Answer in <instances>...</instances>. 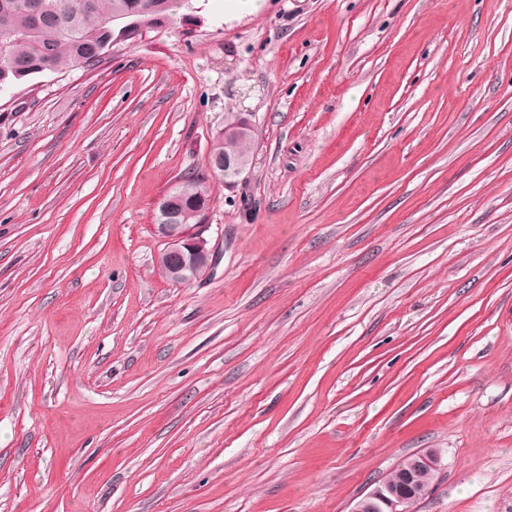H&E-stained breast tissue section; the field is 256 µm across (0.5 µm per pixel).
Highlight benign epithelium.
Masks as SVG:
<instances>
[{"instance_id":"benign-epithelium-1","label":"benign epithelium","mask_w":512,"mask_h":512,"mask_svg":"<svg viewBox=\"0 0 512 512\" xmlns=\"http://www.w3.org/2000/svg\"><path fill=\"white\" fill-rule=\"evenodd\" d=\"M249 135L255 141V123L248 118L223 126L216 131L218 138L234 139ZM251 153H226L208 157L206 177L224 180V173L244 174L249 166ZM201 204L195 211L196 223H185V212L178 199L163 195L156 209L164 219L154 225L155 232L164 242V248L158 255V264L164 276L174 283L193 281V274L200 269H210L213 255L208 247L204 233L210 228L212 200L200 196ZM439 456L433 450L420 453L415 459L406 462L396 477L386 478L371 492L356 502L351 512H411L414 503L429 493L419 475L421 470L438 471Z\"/></svg>"}]
</instances>
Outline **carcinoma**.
<instances>
[{
  "label": "carcinoma",
  "instance_id": "cac0c4a2",
  "mask_svg": "<svg viewBox=\"0 0 512 512\" xmlns=\"http://www.w3.org/2000/svg\"><path fill=\"white\" fill-rule=\"evenodd\" d=\"M190 0H0V86L47 71L93 67L123 33L166 24ZM171 193L196 195L198 175Z\"/></svg>",
  "mask_w": 512,
  "mask_h": 512
}]
</instances>
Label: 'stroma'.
<instances>
[{
	"mask_svg": "<svg viewBox=\"0 0 512 512\" xmlns=\"http://www.w3.org/2000/svg\"><path fill=\"white\" fill-rule=\"evenodd\" d=\"M429 449L414 512H512V0H194L0 89V512H351ZM248 134L250 136L251 141V149L249 152L243 153H224V142L218 141L213 145V150L224 153L223 155H215L213 156L211 153L208 157V169L206 171V177H202L203 179H208L209 177L215 180H219L224 182V172H233L239 175V177L244 174L249 166L251 160V154L253 152L255 146V134L256 127L255 123L251 119L242 117L239 122L233 125L222 126L216 131V138L224 139H234L237 137H241L243 135ZM238 177V178H239ZM238 182H224L226 186H235ZM202 202L195 211L197 219L190 218L185 224V212L178 199L164 194L156 209L164 219L160 224L154 215V228L164 242V248L158 255V264L164 276L174 283L193 281V274L200 269L209 270L213 255L208 247L204 233L210 228L212 200L200 195Z\"/></svg>",
	"mask_w": 512,
	"mask_h": 512,
	"instance_id": "35a3bbf8",
	"label": "stroma"
}]
</instances>
